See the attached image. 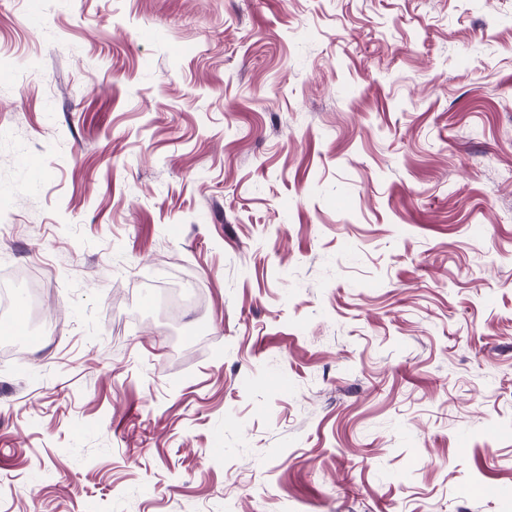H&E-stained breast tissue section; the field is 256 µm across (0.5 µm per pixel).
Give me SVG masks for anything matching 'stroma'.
I'll list each match as a JSON object with an SVG mask.
<instances>
[{"label": "stroma", "mask_w": 512, "mask_h": 512, "mask_svg": "<svg viewBox=\"0 0 512 512\" xmlns=\"http://www.w3.org/2000/svg\"><path fill=\"white\" fill-rule=\"evenodd\" d=\"M41 7L0 512H512V0Z\"/></svg>", "instance_id": "1"}]
</instances>
